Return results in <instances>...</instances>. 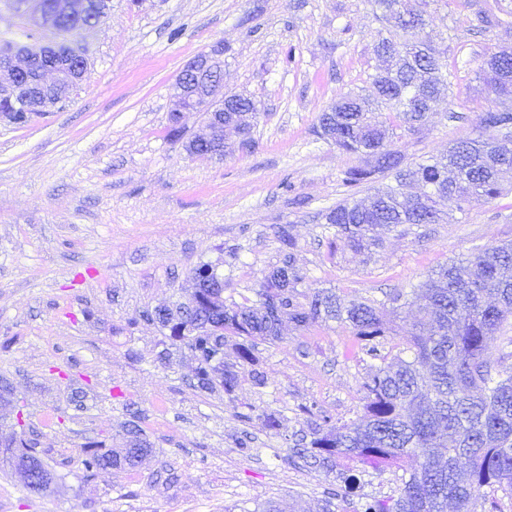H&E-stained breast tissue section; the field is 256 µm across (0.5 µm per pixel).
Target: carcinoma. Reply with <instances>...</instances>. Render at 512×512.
Wrapping results in <instances>:
<instances>
[{
    "instance_id": "cac0c4a2",
    "label": "carcinoma",
    "mask_w": 512,
    "mask_h": 512,
    "mask_svg": "<svg viewBox=\"0 0 512 512\" xmlns=\"http://www.w3.org/2000/svg\"><path fill=\"white\" fill-rule=\"evenodd\" d=\"M414 0H376L379 19L387 24L375 52L383 65L369 77L367 96L338 97L319 116L320 133L331 135L336 148L364 158L343 178L348 196L326 215L334 236L351 251L370 258L381 247L380 230L400 225L437 224L441 202L451 196L463 202L494 200L502 195L503 174L512 170V138L496 136L512 126V51L490 53L479 78L498 105L479 114L481 135L456 142L445 156H430L413 167L403 165L391 149L397 129L424 125L429 103L451 87L445 38L425 33L423 11ZM27 50L35 62L65 65L86 53L62 41L42 44L0 40V55ZM390 182L370 200L361 188L378 178ZM423 192L405 202L407 181ZM277 260L264 275L257 300H212L224 293L204 268L193 274L206 283L195 317L172 319L160 329L180 343L195 361L192 386L199 392L224 393L233 402L243 377L257 388L267 378L259 370L257 341L281 339L286 322L299 330L335 321L350 329L362 352L375 364L359 391L363 414L341 426L316 405L291 456L336 480L319 512H476L481 500L498 506L499 496L512 497V366L494 356L491 341L512 317V244L476 249L427 275L418 285L425 299L422 317L393 355L385 350L389 331L383 322L384 301H347L328 289H301L297 243L287 226L278 227ZM264 430L278 431L276 412L248 407L240 414ZM132 414L128 446L119 450H84V470L91 476L135 468L151 452ZM410 457L419 468L401 477L398 495L354 501L360 465L405 469Z\"/></svg>"
}]
</instances>
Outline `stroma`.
<instances>
[{"label":"stroma","mask_w":512,"mask_h":512,"mask_svg":"<svg viewBox=\"0 0 512 512\" xmlns=\"http://www.w3.org/2000/svg\"><path fill=\"white\" fill-rule=\"evenodd\" d=\"M512 0H426L430 33L448 37L449 96L428 123L392 147L411 166L477 136L495 106L478 77L489 48L511 47ZM374 0H112L96 27L71 32L87 51L77 92L26 125L0 124V379L16 408L0 411V437L43 450L56 481L35 493L0 464V512H241L275 499L318 512L332 486L288 459L303 404L338 423L362 411L368 360L338 323L283 325L257 347L266 388L242 382L236 402L203 395L187 350L159 359L164 337L140 311L184 300L202 261H223L225 299L252 300L289 225L308 288L342 298L408 293L428 271L472 250L512 242V193L444 205L426 236L386 233L363 261L331 249L327 211L345 197L358 156L317 132L339 96L361 92L378 59ZM45 43L60 32L33 9L0 12V38ZM224 46V91L256 102L251 141L223 158L191 157L169 137L172 85L183 66ZM134 405L151 454L133 471L86 476L88 443L122 448ZM279 410V434L245 422L243 407ZM249 431L256 450L235 439Z\"/></svg>","instance_id":"35a3bbf8"}]
</instances>
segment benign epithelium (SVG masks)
Segmentation results:
<instances>
[{
	"mask_svg": "<svg viewBox=\"0 0 512 512\" xmlns=\"http://www.w3.org/2000/svg\"><path fill=\"white\" fill-rule=\"evenodd\" d=\"M36 13L43 17L71 16L84 8L83 0H36ZM224 48L216 45L208 51L197 54L186 63L180 76L172 86V112L183 116L185 112L209 109L215 119L205 123L202 131L195 135L196 144L207 145L209 150L192 149L193 156H224V111L232 97L224 94L223 82ZM82 76L64 66L46 64L37 66L25 52H12L0 56V123H15L19 110L28 111L34 118L56 108L58 101L54 94L67 93L79 85ZM201 285L193 280V291L184 302L167 307L171 315H184L196 306Z\"/></svg>",
	"mask_w": 512,
	"mask_h": 512,
	"instance_id": "7a95c632",
	"label": "benign epithelium"
}]
</instances>
